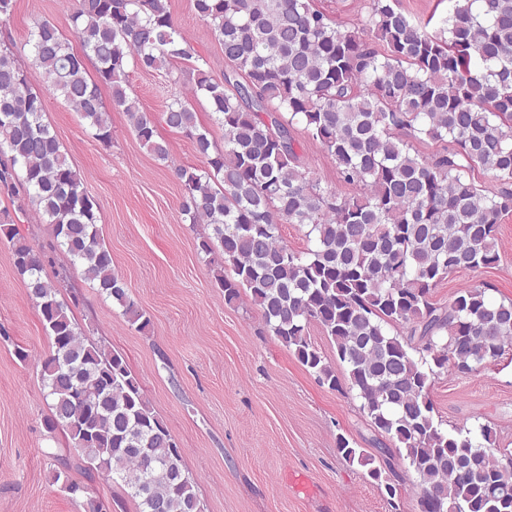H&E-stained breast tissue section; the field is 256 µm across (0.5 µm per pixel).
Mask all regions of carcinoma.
<instances>
[{
	"label": "carcinoma",
	"instance_id": "1",
	"mask_svg": "<svg viewBox=\"0 0 512 512\" xmlns=\"http://www.w3.org/2000/svg\"><path fill=\"white\" fill-rule=\"evenodd\" d=\"M193 4L228 65L219 81L196 67L192 85L224 131L220 150L183 95L156 119L127 93L128 64L150 71L192 58L168 0H70L83 53L44 20L32 33L31 64L105 143L112 124L102 85L158 159L169 152L157 124L193 140L204 167L174 172L183 215L212 228L197 249L209 257L224 301L249 294L268 330L320 385L356 392L378 454L343 435L336 452L367 469L391 512L400 510L398 466L417 476L418 512H512V451L491 450L486 424L442 429L431 399L436 376L471 372L512 343V300L492 299L490 284L465 288L446 306L431 301L449 274L500 259L498 226L512 212V0H448L432 33L398 0H371V40L340 30L309 0ZM44 112L14 52L0 47V149L9 152L0 160V196L23 216L26 203L35 205L52 226L50 248L65 252L144 331L150 318L113 271L98 206ZM297 123L362 195L343 196L304 169L290 133ZM424 138L442 149L410 153L408 140ZM477 168L497 190L482 193L471 178ZM15 224L0 211V237L51 340L41 362L46 428L64 433L81 468L121 482L137 512H203L183 449L126 358L85 336L57 285L42 276L46 250ZM282 224L307 228L306 250L281 239ZM313 324L333 341L345 380L312 342ZM395 325L406 335L390 334ZM51 480L71 494L86 490L67 464Z\"/></svg>",
	"mask_w": 512,
	"mask_h": 512
}]
</instances>
